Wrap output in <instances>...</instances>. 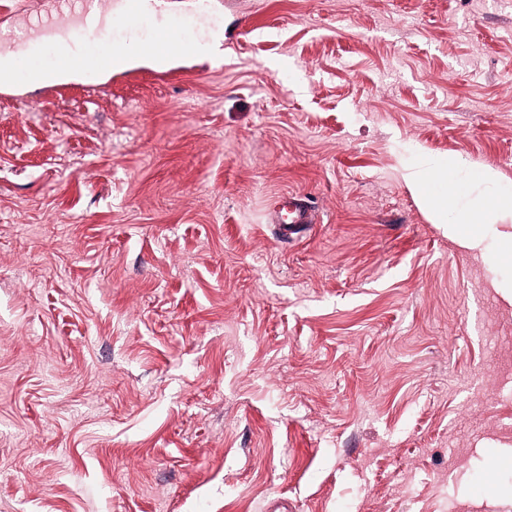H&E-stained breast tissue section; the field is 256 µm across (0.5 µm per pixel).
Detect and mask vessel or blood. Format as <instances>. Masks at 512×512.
I'll return each mask as SVG.
<instances>
[{
    "mask_svg": "<svg viewBox=\"0 0 512 512\" xmlns=\"http://www.w3.org/2000/svg\"><path fill=\"white\" fill-rule=\"evenodd\" d=\"M28 32L22 33V54L13 55L14 77L0 81V91L18 92L24 85L21 78L32 61L47 56L75 57L79 73L87 86H96L100 77L116 68L123 59L125 42L113 40L115 32L137 39L138 27L152 26L149 38L137 39L142 53L166 60L179 53L193 55L200 46L192 31L177 18L155 23L150 0H114L110 13H102L100 0H55L54 12L27 21ZM283 234L295 233L303 224L313 221V210L307 197L291 193L281 197L270 217Z\"/></svg>",
    "mask_w": 512,
    "mask_h": 512,
    "instance_id": "obj_1",
    "label": "vessel or blood"
}]
</instances>
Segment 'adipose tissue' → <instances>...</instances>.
<instances>
[{"instance_id": "1", "label": "adipose tissue", "mask_w": 512, "mask_h": 512, "mask_svg": "<svg viewBox=\"0 0 512 512\" xmlns=\"http://www.w3.org/2000/svg\"><path fill=\"white\" fill-rule=\"evenodd\" d=\"M499 172L492 166H474L468 180L458 176L452 159H427L405 176L421 207L434 223L445 225L450 238L470 251L489 255L495 265L512 269V231L499 230V223L512 216V196L497 192ZM482 194L461 205L470 185Z\"/></svg>"}]
</instances>
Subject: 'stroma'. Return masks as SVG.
<instances>
[{
	"label": "stroma",
	"instance_id": "35a3bbf8",
	"mask_svg": "<svg viewBox=\"0 0 512 512\" xmlns=\"http://www.w3.org/2000/svg\"><path fill=\"white\" fill-rule=\"evenodd\" d=\"M154 8L200 55L0 104V512H512V305L404 180L512 194V0ZM313 222V209L308 198L300 193H289L281 197L278 208L269 219L270 224H278L284 235L294 234L300 225Z\"/></svg>",
	"mask_w": 512,
	"mask_h": 512
}]
</instances>
